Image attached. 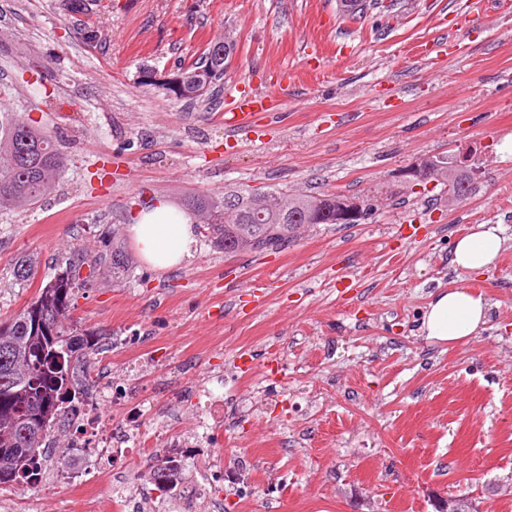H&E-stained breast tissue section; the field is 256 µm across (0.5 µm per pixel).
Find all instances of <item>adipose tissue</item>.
<instances>
[{"instance_id":"1","label":"adipose tissue","mask_w":512,"mask_h":512,"mask_svg":"<svg viewBox=\"0 0 512 512\" xmlns=\"http://www.w3.org/2000/svg\"><path fill=\"white\" fill-rule=\"evenodd\" d=\"M196 226L183 211L156 202L135 215L129 233L140 256L161 270L180 266L196 241ZM500 225L478 224L458 238L450 263L463 271H482L495 266L508 245ZM489 302L483 293L451 286L432 294L421 322L427 339L451 346L478 336L488 321Z\"/></svg>"}]
</instances>
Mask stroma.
<instances>
[{
	"mask_svg": "<svg viewBox=\"0 0 512 512\" xmlns=\"http://www.w3.org/2000/svg\"><path fill=\"white\" fill-rule=\"evenodd\" d=\"M64 3L0 0V106L39 120L67 157L53 195L0 214V318L76 254L89 284L72 317L111 346L101 379L159 358V377L126 387L190 428L192 387L221 373L224 445L209 455L231 469L230 512H434L450 494L512 512V249L482 273L449 263L472 226L512 236V162L496 152L512 134V0H382L357 19L338 0ZM215 41L234 47L217 106L162 89ZM147 70L157 84H142ZM258 94L268 109L247 134L226 129V104ZM443 152L479 170L458 206L421 186L285 249L227 257L201 234L177 268L112 276V243L150 200L228 184L351 195ZM25 254L31 284L14 276ZM446 285L489 301L485 330L452 347L419 334ZM69 423L55 424L52 458L84 468L98 512H128L95 454L70 447ZM11 492L0 487V512H78L52 472L23 501Z\"/></svg>",
	"mask_w": 512,
	"mask_h": 512,
	"instance_id": "obj_1",
	"label": "stroma"
}]
</instances>
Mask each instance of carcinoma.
<instances>
[{
	"label": "carcinoma",
	"instance_id": "carcinoma-1",
	"mask_svg": "<svg viewBox=\"0 0 512 512\" xmlns=\"http://www.w3.org/2000/svg\"><path fill=\"white\" fill-rule=\"evenodd\" d=\"M231 54L227 43L210 45L197 61L179 68L166 89L185 101H204L205 91L219 82ZM65 165L55 136L37 121H0V212L28 210L42 202L55 192ZM422 170L438 186H452L462 200L472 191V169L454 163L446 154L426 157ZM402 187L401 180L394 188L354 195L226 187L222 197L197 194L184 199L183 205L188 214L205 218L207 241L214 249L238 256L286 246L300 235L301 227L334 224L340 214L349 215L345 224H363L373 214L369 207L372 196L389 200ZM256 192L267 201L260 215L253 205ZM131 268L126 248L112 243V277H123ZM85 286L81 265L67 261L26 307L0 320L1 484H23L29 489L41 484L58 416L79 405L86 395L83 385L77 383L74 355L79 350L93 354L102 350L103 333L96 328L80 329L70 318L75 299ZM33 311L45 319V326L34 327ZM178 473V465L162 457L151 467L149 478L164 479L159 490L176 496L173 485Z\"/></svg>",
	"mask_w": 512,
	"mask_h": 512
}]
</instances>
